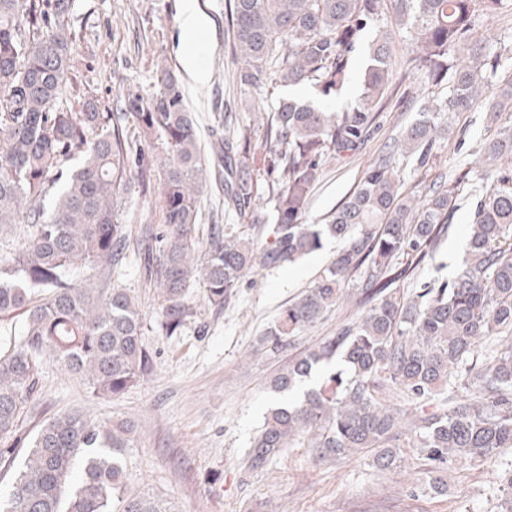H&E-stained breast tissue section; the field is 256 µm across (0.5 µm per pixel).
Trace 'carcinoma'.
I'll return each mask as SVG.
<instances>
[{
	"mask_svg": "<svg viewBox=\"0 0 512 512\" xmlns=\"http://www.w3.org/2000/svg\"><path fill=\"white\" fill-rule=\"evenodd\" d=\"M503 0H393L396 28L381 25L386 0H227L231 52L243 89L308 86L339 95L367 30L362 92L331 112L315 102L279 100L265 126V173L245 162L249 127L227 123L221 145L202 150L176 75L161 69L158 90L129 92L115 111L90 96L78 112L57 107L73 48L66 0H0V229L25 226L21 243L0 254V316L25 314V329L0 354V475L13 472L0 512H177L171 501L128 489L129 421L100 422L79 412L50 417L27 432L21 417L38 375L58 363L97 395L118 397L152 370L145 314L126 288L101 287L130 244L124 206L132 185L157 182L162 224L144 244V272L159 290L158 325L178 336L193 309L188 290L203 284L219 311L249 274L284 268L335 238L343 247L257 340L276 349L312 326L349 290L354 274L366 314L270 381L292 391L315 366L337 359L302 400L278 403L248 453L267 465L308 437L323 454L376 449L383 470L403 451L425 456L436 472L452 459L486 460L512 448V175L476 190L470 172L430 189L423 202L400 192L394 158L379 156L325 224L304 216L325 160L364 143L393 70L390 48L415 43L406 69L428 87L420 118L392 153L429 163L449 118L483 104L493 136L475 163H512V67L477 37ZM454 55H449V50ZM133 121L143 142L128 140ZM224 181V210L267 225L261 246L240 224L213 225L203 261L198 216L207 180ZM475 196L467 247L450 282L405 283L432 260L459 202ZM85 269L76 279L71 271ZM407 435L399 443V429Z\"/></svg>",
	"mask_w": 512,
	"mask_h": 512,
	"instance_id": "obj_1",
	"label": "carcinoma"
}]
</instances>
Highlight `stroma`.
Wrapping results in <instances>:
<instances>
[{
  "instance_id": "stroma-1",
  "label": "stroma",
  "mask_w": 512,
  "mask_h": 512,
  "mask_svg": "<svg viewBox=\"0 0 512 512\" xmlns=\"http://www.w3.org/2000/svg\"><path fill=\"white\" fill-rule=\"evenodd\" d=\"M71 3L75 40L60 108L80 110L89 94L109 105L131 90L151 96L157 73L167 68L180 79L204 148H211L223 135L225 121L231 120L251 127L252 147L263 155L265 118L250 108L248 95L231 79L238 63L229 52L226 0H196L205 20L200 53L208 78L203 83L184 62L181 0ZM425 93L419 74H394L375 107L376 121L362 151L325 164L311 193L307 223H325L368 164L391 146L403 126L417 119L415 107ZM490 134L481 110L455 114L428 165L396 156L402 192L425 195L433 184L469 167ZM473 210V200H465L434 258L409 284L408 295H416L422 283L455 277ZM337 248L328 238L297 265L251 273L219 311L207 302L203 285L194 284L189 301L195 314L181 335L170 338L157 325V291L143 278L137 248H130L123 264L113 270L111 283L130 289L144 306V342L155 354L152 372L113 399L94 395L79 377L58 364H47L25 411V429L34 430L45 418L74 410L95 420L132 421L136 433L126 456L131 487L162 495L178 512H512V497L504 491L512 471V448L486 461H450L441 474L448 484L444 494L429 490L431 466L411 450L389 471L378 468L366 450L342 459L320 455L302 443L263 468L245 470L253 436L268 408L280 400L268 388L270 378L366 312L353 289L279 353L257 347L258 337L290 300L313 285Z\"/></svg>"
}]
</instances>
